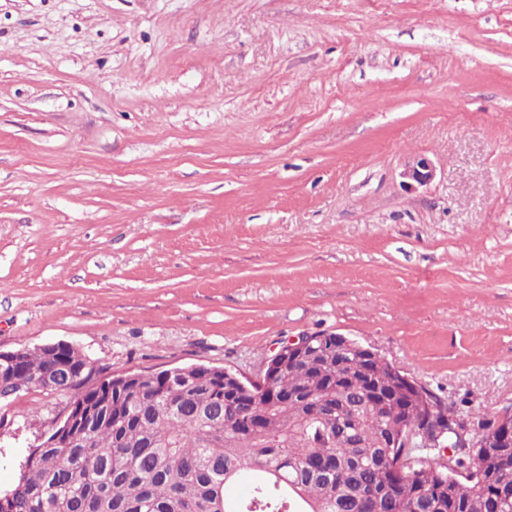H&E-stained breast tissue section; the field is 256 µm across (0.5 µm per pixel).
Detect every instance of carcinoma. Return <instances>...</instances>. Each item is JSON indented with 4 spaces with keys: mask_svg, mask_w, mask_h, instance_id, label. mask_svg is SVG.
I'll use <instances>...</instances> for the list:
<instances>
[{
    "mask_svg": "<svg viewBox=\"0 0 512 512\" xmlns=\"http://www.w3.org/2000/svg\"><path fill=\"white\" fill-rule=\"evenodd\" d=\"M310 339L261 389L203 365L116 377L75 349L0 361V381L48 380L76 403L67 439L28 448L0 512H512L497 414L454 407L473 446L429 443L444 401L344 336Z\"/></svg>",
    "mask_w": 512,
    "mask_h": 512,
    "instance_id": "obj_1",
    "label": "carcinoma"
}]
</instances>
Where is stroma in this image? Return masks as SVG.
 Returning a JSON list of instances; mask_svg holds the SVG:
<instances>
[{"instance_id": "obj_1", "label": "stroma", "mask_w": 512, "mask_h": 512, "mask_svg": "<svg viewBox=\"0 0 512 512\" xmlns=\"http://www.w3.org/2000/svg\"><path fill=\"white\" fill-rule=\"evenodd\" d=\"M317 332L512 406V0H0V351L245 380ZM436 175L435 167L427 158H418L412 165L407 166L401 173L407 187L415 188L431 183Z\"/></svg>"}]
</instances>
